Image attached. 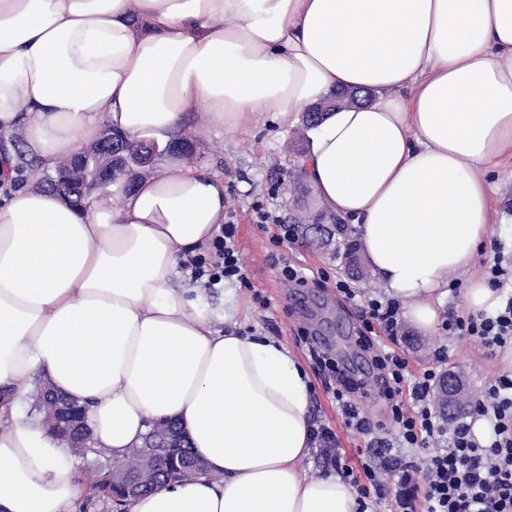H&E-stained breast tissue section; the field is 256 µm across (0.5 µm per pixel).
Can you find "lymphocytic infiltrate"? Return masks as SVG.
<instances>
[{
	"label": "lymphocytic infiltrate",
	"instance_id": "1",
	"mask_svg": "<svg viewBox=\"0 0 512 512\" xmlns=\"http://www.w3.org/2000/svg\"><path fill=\"white\" fill-rule=\"evenodd\" d=\"M237 226L225 217L221 231L206 252L187 257L183 266L191 282L217 284L244 281L236 240ZM337 293L357 308L359 340L373 349L378 371L375 384L343 375L337 364L318 351L310 357L324 372V385L336 402L344 428L370 436L361 471L346 460L337 434L321 424L312 431L326 469L335 471L357 491L360 500H389L390 512H512V372L492 377L480 393L470 396L466 414L445 423L435 411L431 392L437 368L413 373L409 361L389 346H373L377 335L396 338L401 329V305L381 294L364 295L350 282L337 280ZM446 334L478 338L488 356L512 350V294L491 313L450 315L442 325ZM375 397L385 406L387 422L372 423L357 398ZM485 420L489 443H481L473 423ZM423 448L425 457L407 462L392 455L393 447ZM396 492L387 496L386 483Z\"/></svg>",
	"mask_w": 512,
	"mask_h": 512
}]
</instances>
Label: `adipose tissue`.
I'll use <instances>...</instances> for the list:
<instances>
[{
    "mask_svg": "<svg viewBox=\"0 0 512 512\" xmlns=\"http://www.w3.org/2000/svg\"><path fill=\"white\" fill-rule=\"evenodd\" d=\"M337 89L370 103L312 128L300 166L321 209L357 229L372 273L417 331L490 242V176L512 166V0H0V139L37 164L0 200V512H74L64 442L18 414L45 374L122 454L176 422L207 472L127 512H359L314 475L306 369L271 336L217 330L178 268L219 234L224 179L192 157L75 207L44 168L108 126L137 139L191 114L280 124Z\"/></svg>",
    "mask_w": 512,
    "mask_h": 512,
    "instance_id": "obj_1",
    "label": "adipose tissue"
}]
</instances>
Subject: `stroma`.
I'll return each instance as SVG.
<instances>
[{"mask_svg": "<svg viewBox=\"0 0 512 512\" xmlns=\"http://www.w3.org/2000/svg\"><path fill=\"white\" fill-rule=\"evenodd\" d=\"M307 129L303 122L280 126L269 115L259 116L250 126L229 132L202 125L197 116H190L182 134L194 144L193 157L223 176L227 186V210L238 226L237 246L244 263L246 287L239 293L248 306L240 318L242 334H261L281 339L305 368H312L307 337L332 339L345 334L356 315L336 295L333 281L345 277L341 255L344 232H336L334 243L295 235L283 244H274L276 226L256 221V208L278 216L282 223H291L294 216L310 215L322 223L335 224L337 217L325 213L315 202L311 189L298 193L288 190L289 176H301L299 160L308 147ZM492 249L478 254L467 266L458 291H446L440 299V315L465 313L462 286L467 280L482 279L483 264L492 259L494 247L512 256V178L500 175L493 180ZM302 267L307 283L298 286L282 278L279 262ZM398 350L404 351L412 370L434 365L437 353H444V367L465 375L469 389L483 387L501 369L512 367V351L502 352L496 359H487L481 347L469 340L449 339L440 332L418 333L410 324H403L397 338ZM310 415L336 428L342 448L353 467H360L359 452L367 440L346 430L336 412V403L324 390L319 376H312Z\"/></svg>", "mask_w": 512, "mask_h": 512, "instance_id": "1", "label": "stroma"}]
</instances>
